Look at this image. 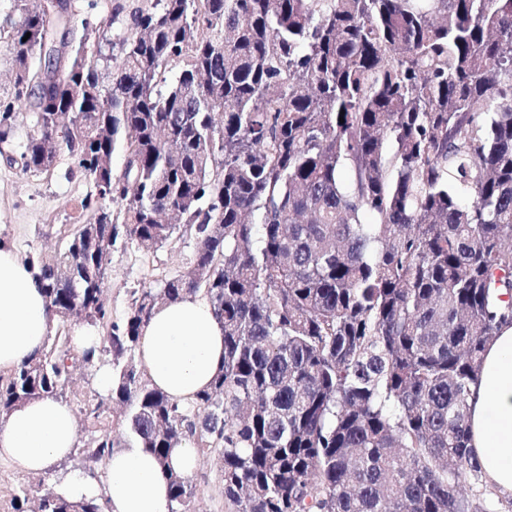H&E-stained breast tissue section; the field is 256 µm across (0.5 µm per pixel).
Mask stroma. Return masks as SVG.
<instances>
[{
  "instance_id": "35a3bbf8",
  "label": "stroma",
  "mask_w": 512,
  "mask_h": 512,
  "mask_svg": "<svg viewBox=\"0 0 512 512\" xmlns=\"http://www.w3.org/2000/svg\"><path fill=\"white\" fill-rule=\"evenodd\" d=\"M90 189V182L65 155L48 174H24L0 161V235L14 239L25 258L63 250L68 230L86 220L80 202ZM192 259L193 241L187 237L158 250L143 249L132 241L117 243L112 273L104 285L113 316H123L132 289L184 273ZM221 467L219 456L200 459L192 477L194 512H227ZM90 469V462L78 453L54 470L37 475L19 473L0 462V512H12L11 499L22 489L38 486L58 493L67 475H86Z\"/></svg>"
}]
</instances>
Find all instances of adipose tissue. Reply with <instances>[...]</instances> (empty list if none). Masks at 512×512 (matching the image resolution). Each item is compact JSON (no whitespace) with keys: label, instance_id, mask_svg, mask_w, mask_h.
Wrapping results in <instances>:
<instances>
[{"label":"adipose tissue","instance_id":"obj_1","mask_svg":"<svg viewBox=\"0 0 512 512\" xmlns=\"http://www.w3.org/2000/svg\"><path fill=\"white\" fill-rule=\"evenodd\" d=\"M53 321L41 288L15 245L0 238V372L40 351ZM150 381L172 399L187 401L206 389L224 361V331L208 301L188 295L159 305L139 342ZM470 447L487 483L512 496V325L503 326L484 355L468 398ZM70 406L53 398L15 409L0 424V460L28 474L46 472L77 446ZM198 461L191 441L170 454L169 467L132 444L113 450L102 480L75 476L64 484L72 499L104 496L106 512H168V470L189 476Z\"/></svg>","mask_w":512,"mask_h":512}]
</instances>
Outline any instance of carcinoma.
<instances>
[{
    "label": "carcinoma",
    "mask_w": 512,
    "mask_h": 512,
    "mask_svg": "<svg viewBox=\"0 0 512 512\" xmlns=\"http://www.w3.org/2000/svg\"><path fill=\"white\" fill-rule=\"evenodd\" d=\"M57 22L12 0L0 42H53ZM105 36L112 71L82 52ZM178 69L168 79L171 69ZM32 130L6 161L48 172L62 151L92 184L64 251L29 258L69 334L0 374V422L61 399L79 365L112 372L83 403L80 448L117 447L106 402L162 465L191 439L222 461L228 512H512L487 489L468 436L469 387L512 325V0H157L81 23L64 76L17 73ZM121 152L120 170L112 168ZM185 235L193 266L103 296L112 248ZM200 293L224 329V364L186 403L134 361L155 308ZM168 512L191 480L168 470ZM103 496L46 492L37 512H103Z\"/></svg>",
    "instance_id": "cac0c4a2"
}]
</instances>
